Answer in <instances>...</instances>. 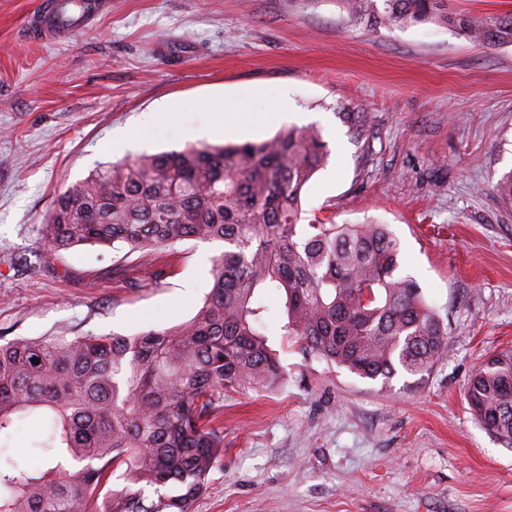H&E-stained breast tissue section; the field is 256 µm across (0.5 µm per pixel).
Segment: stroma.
<instances>
[{"mask_svg":"<svg viewBox=\"0 0 512 512\" xmlns=\"http://www.w3.org/2000/svg\"><path fill=\"white\" fill-rule=\"evenodd\" d=\"M38 2L0 0V338L164 329L211 288L219 242L159 263L50 249L64 187L197 143L206 110L228 116L211 145L316 128L329 157L306 217L388 225L447 353L422 375L363 379L289 344L281 298L264 296L283 374L225 398L224 448L192 512H512V444L466 396L480 363L512 350V203L496 191L512 171V46L356 25L336 0H111L90 30L42 45L26 30Z\"/></svg>","mask_w":512,"mask_h":512,"instance_id":"stroma-1","label":"stroma"}]
</instances>
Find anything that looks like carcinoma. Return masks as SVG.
Masks as SVG:
<instances>
[{"label":"carcinoma","mask_w":512,"mask_h":512,"mask_svg":"<svg viewBox=\"0 0 512 512\" xmlns=\"http://www.w3.org/2000/svg\"><path fill=\"white\" fill-rule=\"evenodd\" d=\"M381 25L451 24L485 46L512 45V14H448L447 0H336ZM319 132L286 128L261 142L204 145L113 162L56 198L44 242L164 252L222 242L212 286L188 321L132 336L16 337L0 344V512H190L224 448V397L282 375L262 296L283 299L284 335L331 364L388 383L429 371L448 330L410 277L388 225L303 226L302 193L328 160ZM39 363H32V359ZM467 398L483 426L512 443V351L472 374ZM45 469L20 467L12 440ZM124 486L103 491L113 476ZM151 495H146V492ZM39 431V425L35 422L22 424L15 435L13 446L23 456L24 463L29 469L44 468L50 465V461L45 457L29 451L31 440Z\"/></svg>","instance_id":"obj_1"}]
</instances>
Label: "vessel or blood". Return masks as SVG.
I'll use <instances>...</instances> for the list:
<instances>
[{
	"label": "vessel or blood",
	"mask_w": 512,
	"mask_h": 512,
	"mask_svg": "<svg viewBox=\"0 0 512 512\" xmlns=\"http://www.w3.org/2000/svg\"><path fill=\"white\" fill-rule=\"evenodd\" d=\"M110 7V0H43L30 28L31 36L41 44L73 39Z\"/></svg>",
	"instance_id": "1"
}]
</instances>
